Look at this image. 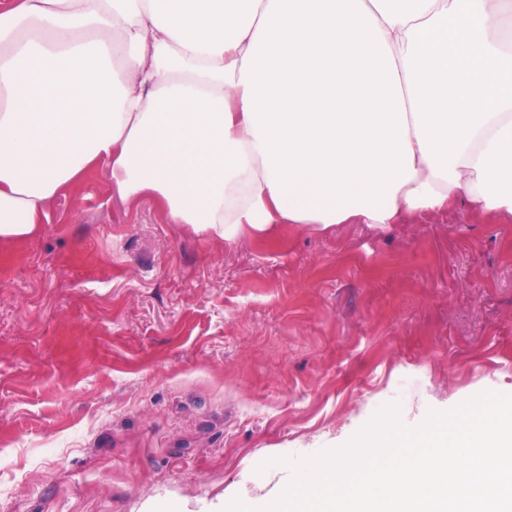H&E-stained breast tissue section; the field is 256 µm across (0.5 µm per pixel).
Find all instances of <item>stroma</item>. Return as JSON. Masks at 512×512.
<instances>
[{
  "label": "stroma",
  "mask_w": 512,
  "mask_h": 512,
  "mask_svg": "<svg viewBox=\"0 0 512 512\" xmlns=\"http://www.w3.org/2000/svg\"><path fill=\"white\" fill-rule=\"evenodd\" d=\"M512 394V220L468 202L235 242L113 197L106 168L0 243V512L197 501L263 462Z\"/></svg>",
  "instance_id": "stroma-1"
}]
</instances>
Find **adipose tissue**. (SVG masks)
I'll return each instance as SVG.
<instances>
[{
    "label": "adipose tissue",
    "instance_id": "adipose-tissue-1",
    "mask_svg": "<svg viewBox=\"0 0 512 512\" xmlns=\"http://www.w3.org/2000/svg\"><path fill=\"white\" fill-rule=\"evenodd\" d=\"M102 166L227 242L512 217V0H7L0 241Z\"/></svg>",
    "mask_w": 512,
    "mask_h": 512
}]
</instances>
